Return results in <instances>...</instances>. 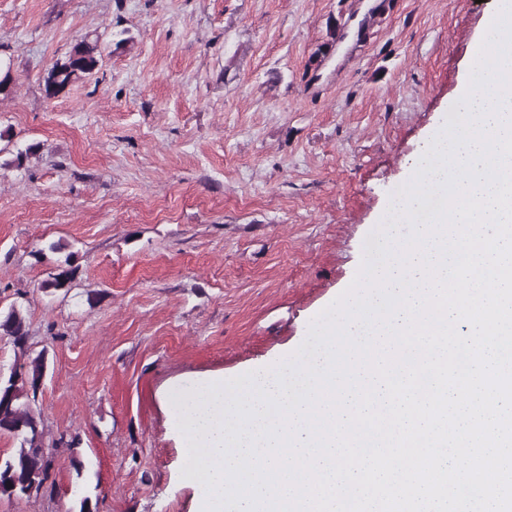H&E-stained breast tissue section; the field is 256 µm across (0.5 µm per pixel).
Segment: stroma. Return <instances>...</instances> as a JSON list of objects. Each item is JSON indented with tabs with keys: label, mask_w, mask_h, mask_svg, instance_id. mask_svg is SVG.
Segmentation results:
<instances>
[{
	"label": "stroma",
	"mask_w": 512,
	"mask_h": 512,
	"mask_svg": "<svg viewBox=\"0 0 512 512\" xmlns=\"http://www.w3.org/2000/svg\"><path fill=\"white\" fill-rule=\"evenodd\" d=\"M495 7L0 0L16 77L0 93V311L27 317L45 365L31 408L56 447L52 493L0 512H79L77 485L98 512H196L175 407L202 378L295 351L352 284ZM84 37L99 71L47 96V68ZM65 259L70 290L46 294Z\"/></svg>",
	"instance_id": "35a3bbf8"
}]
</instances>
